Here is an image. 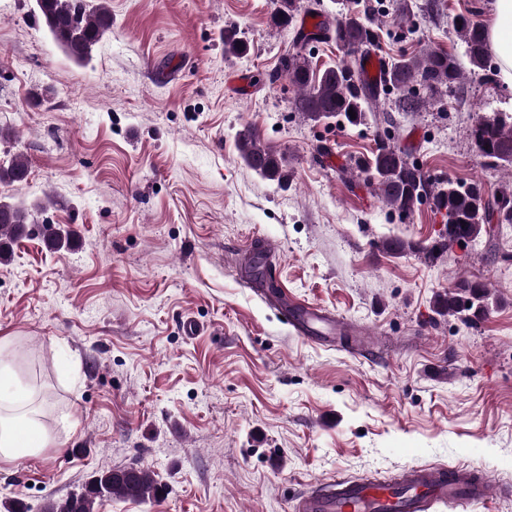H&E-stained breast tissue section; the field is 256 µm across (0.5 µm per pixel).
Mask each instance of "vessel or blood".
<instances>
[{
  "instance_id": "1",
  "label": "vessel or blood",
  "mask_w": 512,
  "mask_h": 512,
  "mask_svg": "<svg viewBox=\"0 0 512 512\" xmlns=\"http://www.w3.org/2000/svg\"><path fill=\"white\" fill-rule=\"evenodd\" d=\"M259 294L285 314L301 337L318 334L332 340L348 331L347 318L321 306L298 303L266 288ZM496 492L491 475L475 465L448 470L412 466L397 481L339 477L317 483L291 501L290 512H427L437 503L448 512H466Z\"/></svg>"
}]
</instances>
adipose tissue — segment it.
<instances>
[{
  "label": "adipose tissue",
  "instance_id": "adipose-tissue-1",
  "mask_svg": "<svg viewBox=\"0 0 512 512\" xmlns=\"http://www.w3.org/2000/svg\"><path fill=\"white\" fill-rule=\"evenodd\" d=\"M487 36L500 78L512 85V0H495ZM30 398V390L14 389L13 371L0 360V461L36 455L46 445L40 421L26 409Z\"/></svg>",
  "mask_w": 512,
  "mask_h": 512
}]
</instances>
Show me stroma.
<instances>
[{
  "mask_svg": "<svg viewBox=\"0 0 512 512\" xmlns=\"http://www.w3.org/2000/svg\"><path fill=\"white\" fill-rule=\"evenodd\" d=\"M278 2L107 0L112 28L79 64L34 0H0V158L30 164L0 196L42 205L68 237H22L0 263V359L28 387L37 352L55 392L48 446L0 462V512H44L129 466L165 494L95 512H289L317 481L414 465L476 462L512 486V224L427 258L443 215H399L351 169L387 130L430 179L512 192L467 135L512 111V86L466 67L393 127L308 120L280 72L296 28L275 24ZM427 2L385 0L379 55L431 46L466 66L455 18L490 25L494 0ZM228 33L244 53H225ZM241 72L271 81L242 95ZM247 131L284 157L285 182L241 159ZM394 236L415 250L383 251ZM263 242L285 295L357 323L373 351L302 339L245 288L235 264ZM460 280L495 299L477 323L434 310Z\"/></svg>",
  "mask_w": 512,
  "mask_h": 512,
  "instance_id": "stroma-1",
  "label": "stroma"
}]
</instances>
